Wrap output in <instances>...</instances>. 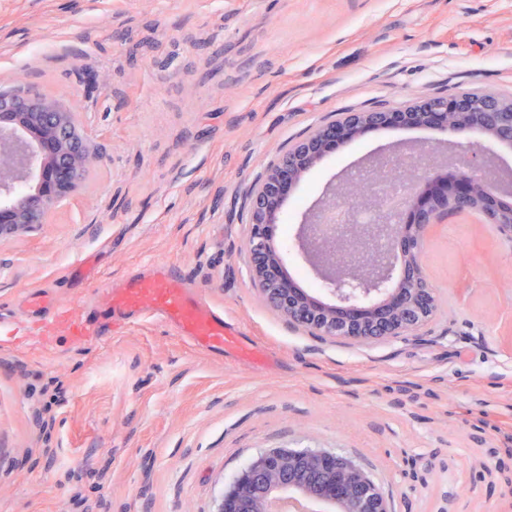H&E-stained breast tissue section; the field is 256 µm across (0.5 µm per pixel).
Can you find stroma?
I'll return each instance as SVG.
<instances>
[{"instance_id": "35a3bbf8", "label": "stroma", "mask_w": 512, "mask_h": 512, "mask_svg": "<svg viewBox=\"0 0 512 512\" xmlns=\"http://www.w3.org/2000/svg\"><path fill=\"white\" fill-rule=\"evenodd\" d=\"M21 80L74 112L102 161L46 227L0 242V313L23 323L39 292L102 334L0 340V512H216L271 448L355 460L392 512H512L511 241L483 214L441 215L423 246L436 312L372 343L288 326L245 248L249 188L338 113L512 98V0H0V90ZM443 139L380 129L321 160L275 232L293 280L321 289L290 242L328 188L384 148ZM156 262L255 357L150 317L113 329L106 289Z\"/></svg>"}]
</instances>
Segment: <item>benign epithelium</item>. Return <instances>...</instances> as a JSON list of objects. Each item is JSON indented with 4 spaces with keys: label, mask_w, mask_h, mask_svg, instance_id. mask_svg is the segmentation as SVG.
<instances>
[{
    "label": "benign epithelium",
    "mask_w": 512,
    "mask_h": 512,
    "mask_svg": "<svg viewBox=\"0 0 512 512\" xmlns=\"http://www.w3.org/2000/svg\"><path fill=\"white\" fill-rule=\"evenodd\" d=\"M433 128L452 137L481 134L486 145L462 164L438 165L420 152L424 171L399 217L384 195L351 201L357 187L346 177L298 225L291 246L315 269L328 298L310 293L284 271L273 246L282 205L290 191L326 155L379 129ZM512 151V98L487 93L475 104L465 96L439 95L397 108L348 112L300 137L250 190L246 251L250 278L261 300L289 325L324 339L370 343L397 337L427 320L436 305L424 271L429 225L443 212L484 213L512 240V176L491 169L492 147ZM100 156L72 112L35 97L0 93V242L50 223L52 210L78 189ZM406 155L380 153L363 169L388 186ZM374 215L371 224H349L342 235L320 231L338 204ZM390 240L388 252L376 243ZM303 499L313 512H389L374 482L353 461L322 450L269 449L235 478L216 512H276L272 503Z\"/></svg>",
    "instance_id": "benign-epithelium-1"
}]
</instances>
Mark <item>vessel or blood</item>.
I'll return each mask as SVG.
<instances>
[{"mask_svg":"<svg viewBox=\"0 0 512 512\" xmlns=\"http://www.w3.org/2000/svg\"><path fill=\"white\" fill-rule=\"evenodd\" d=\"M107 302L112 310L131 315L147 314L177 329L194 346L212 353L236 346L237 339L224 329V314L195 297L184 279L164 263L154 266L151 274L128 279L123 287L107 291ZM34 310H47L48 319L42 320L38 331L51 337L62 329L82 339L95 336L96 330L88 316L73 305H44L40 297H33Z\"/></svg>","mask_w":512,"mask_h":512,"instance_id":"b4317fda","label":"vessel or blood"}]
</instances>
